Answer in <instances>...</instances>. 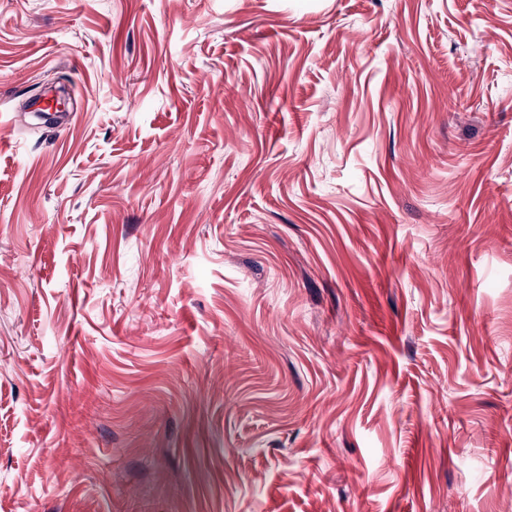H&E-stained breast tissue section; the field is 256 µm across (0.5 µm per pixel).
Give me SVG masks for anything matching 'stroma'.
I'll use <instances>...</instances> for the list:
<instances>
[{"instance_id":"35a3bbf8","label":"stroma","mask_w":512,"mask_h":512,"mask_svg":"<svg viewBox=\"0 0 512 512\" xmlns=\"http://www.w3.org/2000/svg\"><path fill=\"white\" fill-rule=\"evenodd\" d=\"M0 512H512V0H0Z\"/></svg>"}]
</instances>
